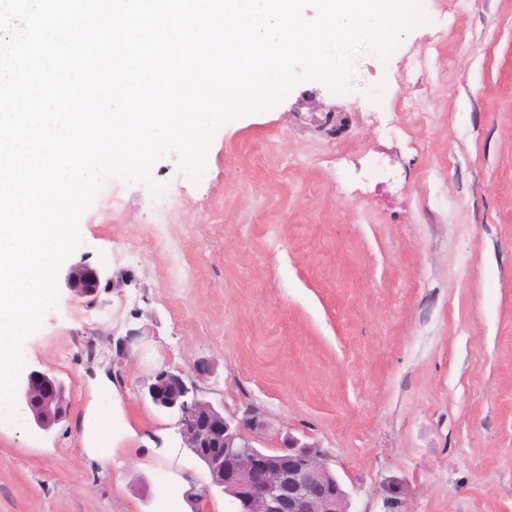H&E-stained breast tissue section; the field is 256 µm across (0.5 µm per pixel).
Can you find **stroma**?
<instances>
[{"label": "stroma", "mask_w": 512, "mask_h": 512, "mask_svg": "<svg viewBox=\"0 0 512 512\" xmlns=\"http://www.w3.org/2000/svg\"><path fill=\"white\" fill-rule=\"evenodd\" d=\"M423 8L353 91L305 82L220 127L206 179L159 160L165 220L107 180L70 260L118 285L60 288L27 338L69 408L0 434V512H224L148 395L201 361L200 396L257 410L261 447L326 452L351 512H512V0ZM106 388L108 464L81 425Z\"/></svg>", "instance_id": "35a3bbf8"}]
</instances>
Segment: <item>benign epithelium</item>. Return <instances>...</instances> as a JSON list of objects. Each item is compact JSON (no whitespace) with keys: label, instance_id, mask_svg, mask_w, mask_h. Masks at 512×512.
<instances>
[{"label":"benign epithelium","instance_id":"benign-epithelium-1","mask_svg":"<svg viewBox=\"0 0 512 512\" xmlns=\"http://www.w3.org/2000/svg\"><path fill=\"white\" fill-rule=\"evenodd\" d=\"M66 288L79 301L96 299L100 289L114 286L105 266L70 265ZM149 394L157 406L178 413L177 432L184 447L208 469L213 485L228 497L229 512H350L349 495L332 475L329 455L290 435L283 447L252 449L263 429L259 414L247 408L225 417L198 398L195 381L178 373H160ZM35 424L49 430L66 412L65 388L45 371L29 372L19 385Z\"/></svg>","mask_w":512,"mask_h":512}]
</instances>
